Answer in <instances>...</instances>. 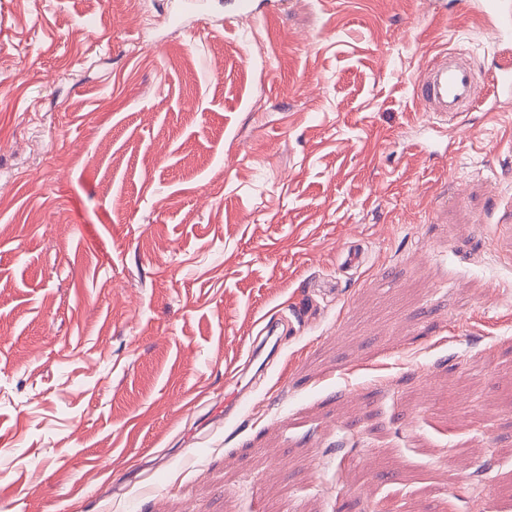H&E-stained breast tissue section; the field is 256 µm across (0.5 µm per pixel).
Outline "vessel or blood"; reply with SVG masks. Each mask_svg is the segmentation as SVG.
Segmentation results:
<instances>
[{"label":"vessel or blood","instance_id":"b4317fda","mask_svg":"<svg viewBox=\"0 0 512 512\" xmlns=\"http://www.w3.org/2000/svg\"><path fill=\"white\" fill-rule=\"evenodd\" d=\"M472 11L492 18L497 39L512 36V0H470ZM491 92L496 102H512V65H496L492 74ZM478 73L469 60L455 52L439 54L420 72L415 95L427 110L446 119L464 116L480 97ZM262 337L248 352L249 361L270 365L278 355L279 337L272 322L262 325Z\"/></svg>","mask_w":512,"mask_h":512}]
</instances>
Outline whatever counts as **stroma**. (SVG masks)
I'll list each match as a JSON object with an SVG mask.
<instances>
[{"mask_svg": "<svg viewBox=\"0 0 512 512\" xmlns=\"http://www.w3.org/2000/svg\"><path fill=\"white\" fill-rule=\"evenodd\" d=\"M141 2L0 0V512H512V110L422 151L414 95L504 44L428 0ZM260 323H263L261 335L264 334V336H260L262 338L256 343H253L248 352V362L250 366L265 354L256 371L258 376L274 361L279 351V337L276 333V326H274L272 322L267 321V317H262Z\"/></svg>", "mask_w": 512, "mask_h": 512, "instance_id": "35a3bbf8", "label": "stroma"}]
</instances>
